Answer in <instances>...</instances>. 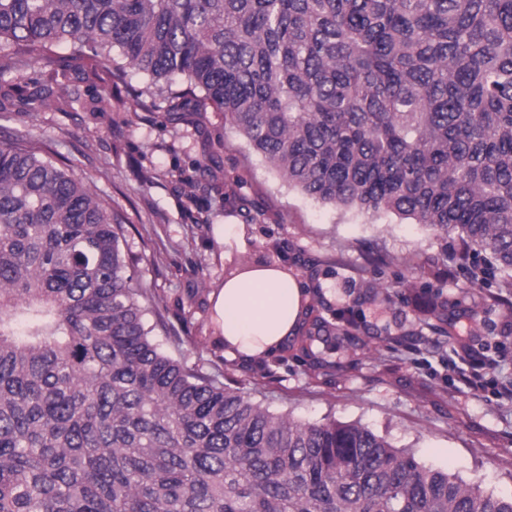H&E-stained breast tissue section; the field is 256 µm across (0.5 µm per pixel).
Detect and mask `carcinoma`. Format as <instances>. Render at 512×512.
Wrapping results in <instances>:
<instances>
[{"instance_id": "1", "label": "carcinoma", "mask_w": 512, "mask_h": 512, "mask_svg": "<svg viewBox=\"0 0 512 512\" xmlns=\"http://www.w3.org/2000/svg\"><path fill=\"white\" fill-rule=\"evenodd\" d=\"M76 42L224 113L288 186L454 235L465 277L512 288V0H0L15 54ZM124 237L73 162L0 144V512H512L167 354Z\"/></svg>"}]
</instances>
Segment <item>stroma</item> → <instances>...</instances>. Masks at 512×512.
Segmentation results:
<instances>
[{
	"mask_svg": "<svg viewBox=\"0 0 512 512\" xmlns=\"http://www.w3.org/2000/svg\"><path fill=\"white\" fill-rule=\"evenodd\" d=\"M68 48L27 57L18 72L45 105L0 96V142L39 140L76 159L75 173L111 202L127 227L123 250L155 294L148 323L174 358L218 376L270 411L321 423L357 422L394 447L499 497L512 496V319L493 289L451 267L443 241L393 213L369 216L313 200L249 150L223 113L199 124L175 120L168 102L143 107L148 77L129 70L113 85L111 64ZM65 73L64 84L47 82ZM112 98L95 112L91 99ZM244 225L245 250L224 245V227ZM249 261L277 263L301 281L307 321L355 322L336 335L320 361L292 338L250 362L225 354L214 297L227 273ZM441 293L444 313L481 320L478 336H452L423 313L426 286ZM467 345L484 361L483 389L460 391L450 360Z\"/></svg>",
	"mask_w": 512,
	"mask_h": 512,
	"instance_id": "stroma-1",
	"label": "stroma"
}]
</instances>
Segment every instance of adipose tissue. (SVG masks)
Returning a JSON list of instances; mask_svg holds the SVG:
<instances>
[{
    "mask_svg": "<svg viewBox=\"0 0 512 512\" xmlns=\"http://www.w3.org/2000/svg\"><path fill=\"white\" fill-rule=\"evenodd\" d=\"M214 309L225 352L253 358L272 354L298 332L305 305L288 272L255 264L225 279Z\"/></svg>",
    "mask_w": 512,
    "mask_h": 512,
    "instance_id": "1",
    "label": "adipose tissue"
}]
</instances>
